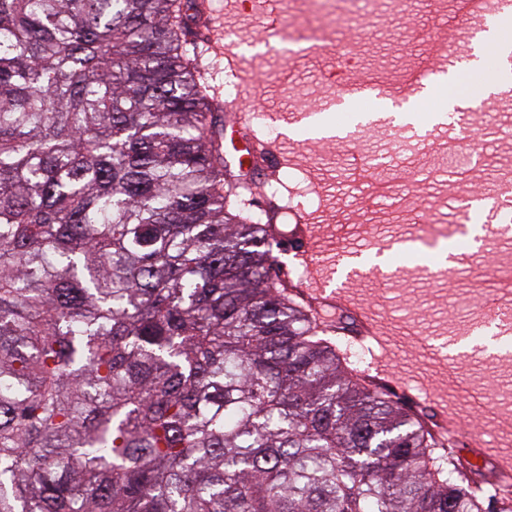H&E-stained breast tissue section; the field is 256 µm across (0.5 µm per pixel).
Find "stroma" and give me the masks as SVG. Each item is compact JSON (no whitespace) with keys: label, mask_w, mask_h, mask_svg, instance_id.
I'll return each instance as SVG.
<instances>
[{"label":"stroma","mask_w":512,"mask_h":512,"mask_svg":"<svg viewBox=\"0 0 512 512\" xmlns=\"http://www.w3.org/2000/svg\"><path fill=\"white\" fill-rule=\"evenodd\" d=\"M367 8V0H332L329 12L314 13L306 0H289L281 7L285 27L270 35L254 14L243 9L241 0H221L216 27L230 32L246 57L255 61L251 105L268 116L277 128V138L297 155L293 165L269 178L268 184L278 187L277 202L287 204L312 184L320 186L308 211L319 227L324 258L377 238L396 244L415 237L417 253L387 252L384 265L364 267L352 279L336 276L335 282L390 332L392 371L403 384L396 397L405 398L422 388L439 390L455 415L458 430L466 431L474 415L470 389L512 381V355L499 358L468 351L452 358L447 352L428 349L426 342L433 337L448 341L466 329H478L483 300L475 298L467 322H460L450 307L464 285L457 267H449L448 278L435 281L429 280L423 267L433 263L435 251L448 242L467 251L477 267L512 259V242L496 238L502 214L495 202L473 208L466 222L457 219L454 203L455 197L476 195L484 182L512 169V139L505 137L512 130V94L477 96L485 78L475 74L457 77L445 87L434 86L418 103L421 124L430 122L433 113L444 109L452 98L458 111L466 113V125L436 134L440 140L452 136L479 143L481 161L463 181L449 177L443 147L419 144L395 123L369 124L367 115L376 109L372 97L345 112L329 110V102L336 97L333 50L353 47L347 76L396 92L426 72L432 63V47L448 41L466 50L473 45L469 25L457 5L443 10L437 0H409L399 12L382 8L377 23L363 31L344 23V15ZM318 106L323 109L322 122L333 128L350 125L355 140L313 137L308 126L292 124L293 115ZM490 110L496 115L491 124L486 121ZM354 153L376 159L377 168L369 172L371 181L396 175L391 199L369 196L351 165ZM268 184L255 189L251 211L264 207ZM424 212L430 213L434 225L428 233L417 229ZM400 266L407 268V277L397 275Z\"/></svg>","instance_id":"stroma-1"}]
</instances>
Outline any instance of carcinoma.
<instances>
[{"mask_svg": "<svg viewBox=\"0 0 512 512\" xmlns=\"http://www.w3.org/2000/svg\"><path fill=\"white\" fill-rule=\"evenodd\" d=\"M179 0H0V512H485L236 204Z\"/></svg>", "mask_w": 512, "mask_h": 512, "instance_id": "cac0c4a2", "label": "carcinoma"}]
</instances>
